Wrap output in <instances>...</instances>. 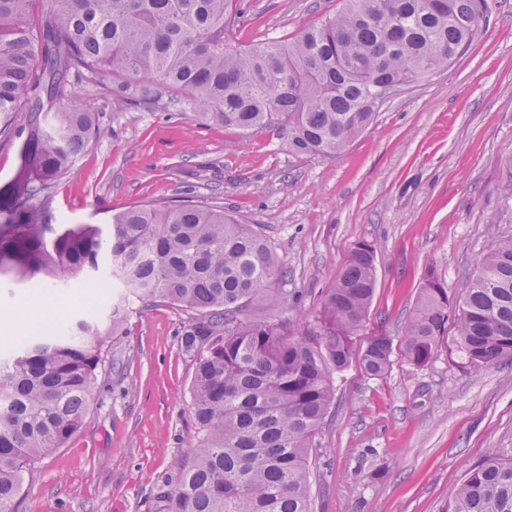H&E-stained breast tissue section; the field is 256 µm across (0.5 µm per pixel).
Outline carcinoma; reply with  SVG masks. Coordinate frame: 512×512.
<instances>
[{"label": "carcinoma", "mask_w": 512, "mask_h": 512, "mask_svg": "<svg viewBox=\"0 0 512 512\" xmlns=\"http://www.w3.org/2000/svg\"><path fill=\"white\" fill-rule=\"evenodd\" d=\"M0 0V139L20 140V168L0 190V276L78 286L100 265L129 301L194 313L181 338L193 367L196 445L156 487V512H312L310 458L353 360L386 375L399 353L422 368L449 319L457 349L480 371L512 354V236L482 260L462 302L427 271L399 346L356 341L376 288V251L358 243L307 329L252 315L286 271L269 240L224 207L193 199L132 206L112 223H53L58 180L101 135L75 80H110L119 109L186 112L248 136L276 128L299 155L341 152L374 119L376 88L437 71L480 32L487 0H343L291 39L230 49L235 0ZM25 112L21 133L14 115ZM125 320L78 318L23 340L0 359V512H13L23 472L84 425L102 353ZM446 512H512V458L492 449Z\"/></svg>", "instance_id": "1"}]
</instances>
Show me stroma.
<instances>
[{"instance_id": "obj_1", "label": "stroma", "mask_w": 512, "mask_h": 512, "mask_svg": "<svg viewBox=\"0 0 512 512\" xmlns=\"http://www.w3.org/2000/svg\"><path fill=\"white\" fill-rule=\"evenodd\" d=\"M245 16L227 44L287 39L332 16L341 0H239ZM106 78L76 83L105 134L58 181L57 224H107L145 202L214 198L258 226L287 276L258 321H311L352 248L376 250L377 286L360 338L401 340L427 268L451 303L501 235H512V0H488L487 20L448 68L387 100L372 123L328 157L289 153L270 128L245 136L175 112L119 111ZM51 296L66 317H107L125 304L114 335V371L99 381L83 428L23 476L16 512H151L156 484L191 456L193 368L180 349L191 314L125 303L116 283L70 292L0 278V353L23 332L12 314ZM448 325L423 368L395 359L388 374L358 364L336 374L335 399L315 442L314 512H445L456 489L492 449L512 458V356L480 372L463 364Z\"/></svg>"}]
</instances>
